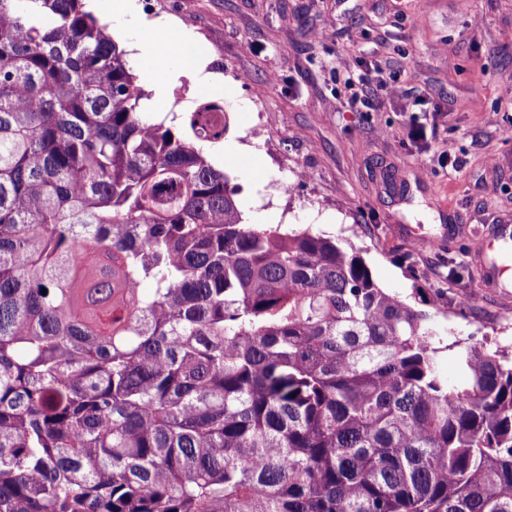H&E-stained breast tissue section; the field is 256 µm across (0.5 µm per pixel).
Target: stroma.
Returning <instances> with one entry per match:
<instances>
[{"instance_id":"obj_1","label":"stroma","mask_w":512,"mask_h":512,"mask_svg":"<svg viewBox=\"0 0 512 512\" xmlns=\"http://www.w3.org/2000/svg\"><path fill=\"white\" fill-rule=\"evenodd\" d=\"M209 52L214 94L183 78L173 112L214 102L228 130L208 150L238 185L244 223L347 240L379 287L426 312L444 343L512 353V295L483 287L475 230L512 220V0H138ZM366 60L392 100L353 103ZM440 105L407 136L412 101ZM457 167H441L442 150ZM291 185L288 195L272 185ZM452 225L445 246L411 232Z\"/></svg>"}]
</instances>
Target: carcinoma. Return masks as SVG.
I'll list each match as a JSON object with an SVG mask.
<instances>
[{"mask_svg": "<svg viewBox=\"0 0 512 512\" xmlns=\"http://www.w3.org/2000/svg\"><path fill=\"white\" fill-rule=\"evenodd\" d=\"M108 28L0 0V512H512V359L243 223Z\"/></svg>", "mask_w": 512, "mask_h": 512, "instance_id": "carcinoma-1", "label": "carcinoma"}]
</instances>
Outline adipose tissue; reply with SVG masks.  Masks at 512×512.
Listing matches in <instances>:
<instances>
[{"label":"adipose tissue","instance_id":"obj_1","mask_svg":"<svg viewBox=\"0 0 512 512\" xmlns=\"http://www.w3.org/2000/svg\"><path fill=\"white\" fill-rule=\"evenodd\" d=\"M112 19L117 33L129 35L135 31L150 29L155 39L152 43L135 42V61L142 67L150 82L154 96L149 111H167L170 93L174 84L182 77L212 87L216 80L208 71V57L201 54L189 39L180 37L175 25L164 18L144 20L136 0H112Z\"/></svg>","mask_w":512,"mask_h":512}]
</instances>
